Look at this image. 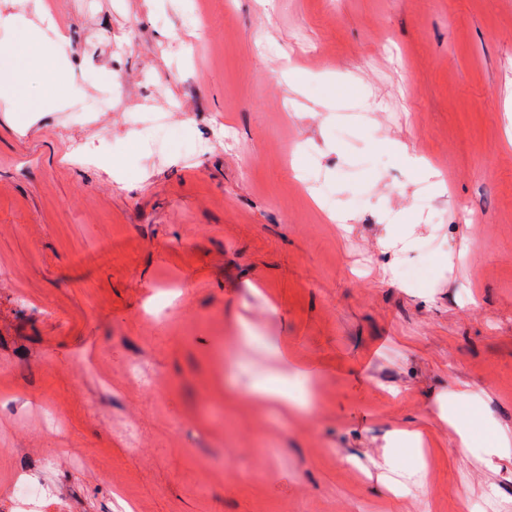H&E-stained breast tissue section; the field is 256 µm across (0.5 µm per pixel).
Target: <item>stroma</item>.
<instances>
[{
    "label": "stroma",
    "mask_w": 512,
    "mask_h": 512,
    "mask_svg": "<svg viewBox=\"0 0 512 512\" xmlns=\"http://www.w3.org/2000/svg\"><path fill=\"white\" fill-rule=\"evenodd\" d=\"M43 3L67 96L0 112V512L57 448L35 512H421L346 459L461 383L512 427V0ZM86 142L116 169L75 161ZM396 220L419 248L391 277ZM248 327L325 370L312 409L248 394ZM436 442L433 512L512 497V464Z\"/></svg>",
    "instance_id": "obj_1"
}]
</instances>
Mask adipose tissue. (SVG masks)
<instances>
[{
    "instance_id": "adipose-tissue-1",
    "label": "adipose tissue",
    "mask_w": 512,
    "mask_h": 512,
    "mask_svg": "<svg viewBox=\"0 0 512 512\" xmlns=\"http://www.w3.org/2000/svg\"><path fill=\"white\" fill-rule=\"evenodd\" d=\"M32 14V19L22 21L7 9H0V27L20 30L13 44L0 50V94L5 97L0 106L8 112L31 109L19 81L21 74L28 70L38 68L45 72L46 103H55L65 88L58 76L60 61L45 57L39 48V32L53 28L54 22L40 8H33ZM292 371L309 379L318 374L317 369L291 358L287 348L268 349L264 362L250 367L253 393L267 403L287 409L288 395L282 384ZM486 405V393L463 384L451 396H437L424 416L388 431L378 467L388 478L392 493L399 496L423 492L427 451L437 430L447 432L451 447L462 454L481 451L486 464H493L497 459L512 461V434L487 416Z\"/></svg>"
}]
</instances>
